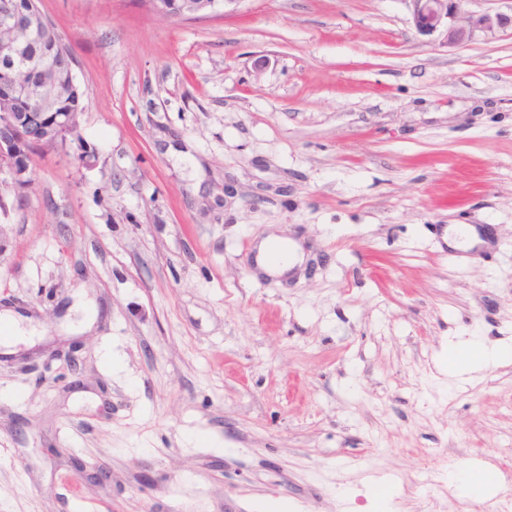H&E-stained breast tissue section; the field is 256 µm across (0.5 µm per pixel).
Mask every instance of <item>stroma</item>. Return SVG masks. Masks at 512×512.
I'll return each mask as SVG.
<instances>
[{
  "instance_id": "stroma-1",
  "label": "stroma",
  "mask_w": 512,
  "mask_h": 512,
  "mask_svg": "<svg viewBox=\"0 0 512 512\" xmlns=\"http://www.w3.org/2000/svg\"><path fill=\"white\" fill-rule=\"evenodd\" d=\"M87 91L33 182L0 169V512H468L505 464L512 31L450 48L408 0H39ZM188 147L192 158L172 155ZM468 224L481 243L448 246ZM297 244L284 277L256 247ZM512 346L497 344L488 346L479 339H472L448 349L446 356L448 371L465 372L474 366H485L505 360H511ZM461 479L467 489L465 496L481 499L490 495L495 481L494 467L488 463L472 464L465 468Z\"/></svg>"
}]
</instances>
